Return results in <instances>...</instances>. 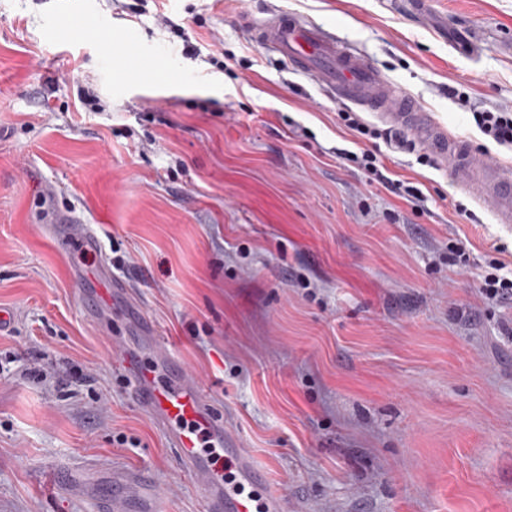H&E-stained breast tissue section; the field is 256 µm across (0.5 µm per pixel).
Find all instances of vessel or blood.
Here are the masks:
<instances>
[{
	"instance_id": "obj_1",
	"label": "vessel or blood",
	"mask_w": 512,
	"mask_h": 512,
	"mask_svg": "<svg viewBox=\"0 0 512 512\" xmlns=\"http://www.w3.org/2000/svg\"><path fill=\"white\" fill-rule=\"evenodd\" d=\"M253 33L262 48L311 77L337 102L362 108L386 125L408 132L439 169L450 173L462 193L491 202L496 223L512 225V171L449 135L447 127L384 78L362 53L342 46L319 24L280 11L257 24ZM53 232L68 246L88 252L101 247L90 224L62 219ZM97 279V303L130 313V306L116 300L124 282L113 278L106 267L98 271ZM124 368L135 380V400L162 427L170 448L201 490L207 512H285L284 497L262 480L239 437L214 413L206 391L189 378L173 376L172 356L164 345H157L147 362L127 356ZM212 448L223 450L224 471L213 467L208 454Z\"/></svg>"
}]
</instances>
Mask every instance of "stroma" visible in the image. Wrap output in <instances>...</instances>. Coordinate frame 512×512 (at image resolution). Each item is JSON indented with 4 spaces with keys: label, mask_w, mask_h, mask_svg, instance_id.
Returning a JSON list of instances; mask_svg holds the SVG:
<instances>
[{
    "label": "stroma",
    "mask_w": 512,
    "mask_h": 512,
    "mask_svg": "<svg viewBox=\"0 0 512 512\" xmlns=\"http://www.w3.org/2000/svg\"><path fill=\"white\" fill-rule=\"evenodd\" d=\"M89 2L0 0V512H105L137 471L138 503L206 512L132 399L131 320L83 307L72 272L101 264L286 512H512V300L446 261L457 238L512 268V230L408 149L382 146L386 174L423 202L368 183L337 155L369 145L342 105L252 32L274 11L318 23L512 169L472 119L512 110V0H431L423 20L407 0ZM66 215L100 251L46 233Z\"/></svg>",
    "instance_id": "1"
}]
</instances>
